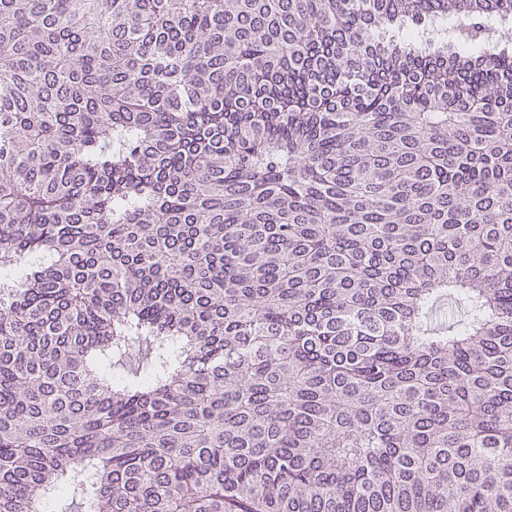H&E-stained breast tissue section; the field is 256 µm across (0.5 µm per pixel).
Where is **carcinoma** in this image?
Wrapping results in <instances>:
<instances>
[{
    "instance_id": "carcinoma-1",
    "label": "carcinoma",
    "mask_w": 512,
    "mask_h": 512,
    "mask_svg": "<svg viewBox=\"0 0 512 512\" xmlns=\"http://www.w3.org/2000/svg\"><path fill=\"white\" fill-rule=\"evenodd\" d=\"M512 0H0V512H512Z\"/></svg>"
}]
</instances>
